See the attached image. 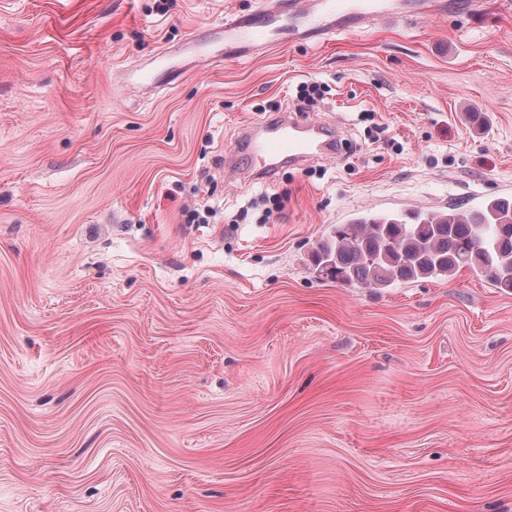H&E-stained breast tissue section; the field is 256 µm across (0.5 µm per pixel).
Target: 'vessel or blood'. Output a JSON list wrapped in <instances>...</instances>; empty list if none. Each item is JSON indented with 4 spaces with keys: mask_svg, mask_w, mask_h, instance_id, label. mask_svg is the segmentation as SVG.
Masks as SVG:
<instances>
[{
    "mask_svg": "<svg viewBox=\"0 0 512 512\" xmlns=\"http://www.w3.org/2000/svg\"><path fill=\"white\" fill-rule=\"evenodd\" d=\"M446 6V0H269L253 12L194 32L183 50L206 61L236 59L293 43L318 44L375 20L439 15L445 13ZM184 73V68L170 65L164 54L125 71L131 82L158 86L173 85ZM344 150L340 130L294 111L240 127L235 160L248 168L252 179L267 181L283 166L301 167L314 160L337 158Z\"/></svg>",
    "mask_w": 512,
    "mask_h": 512,
    "instance_id": "1",
    "label": "vessel or blood"
}]
</instances>
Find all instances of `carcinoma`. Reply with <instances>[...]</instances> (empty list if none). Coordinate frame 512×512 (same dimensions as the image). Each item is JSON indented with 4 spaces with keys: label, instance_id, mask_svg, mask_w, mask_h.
<instances>
[{
    "label": "carcinoma",
    "instance_id": "cac0c4a2",
    "mask_svg": "<svg viewBox=\"0 0 512 512\" xmlns=\"http://www.w3.org/2000/svg\"><path fill=\"white\" fill-rule=\"evenodd\" d=\"M311 264L324 278L361 288L468 269L511 292L512 200L495 198L481 209L452 207L438 214L367 213L336 225L331 238L312 252Z\"/></svg>",
    "mask_w": 512,
    "mask_h": 512
}]
</instances>
